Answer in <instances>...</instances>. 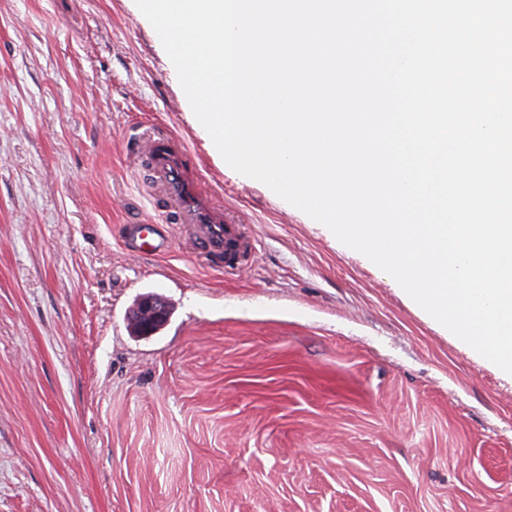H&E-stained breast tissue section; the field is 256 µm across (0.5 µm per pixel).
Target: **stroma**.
Segmentation results:
<instances>
[{"mask_svg":"<svg viewBox=\"0 0 512 512\" xmlns=\"http://www.w3.org/2000/svg\"><path fill=\"white\" fill-rule=\"evenodd\" d=\"M140 124L239 218L234 270L184 224L128 255L174 212ZM0 512H512V375L217 156L134 0H0ZM122 235L130 250L142 255L160 256L167 253L171 247L165 224H126ZM168 318L166 305L153 295L140 297L129 312L130 324L139 336L155 334L166 324Z\"/></svg>","mask_w":512,"mask_h":512,"instance_id":"1","label":"stroma"}]
</instances>
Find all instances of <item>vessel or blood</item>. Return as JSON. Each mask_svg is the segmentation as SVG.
<instances>
[{
  "instance_id": "1",
  "label": "vessel or blood",
  "mask_w": 512,
  "mask_h": 512,
  "mask_svg": "<svg viewBox=\"0 0 512 512\" xmlns=\"http://www.w3.org/2000/svg\"><path fill=\"white\" fill-rule=\"evenodd\" d=\"M152 186L174 206L179 223L192 226L210 255H223L227 265H235L248 244L238 232L235 220L217 205L205 180L196 174L191 152L166 133L148 129L135 140ZM131 251L160 256L167 253L171 240L164 225L128 224L122 230Z\"/></svg>"
}]
</instances>
